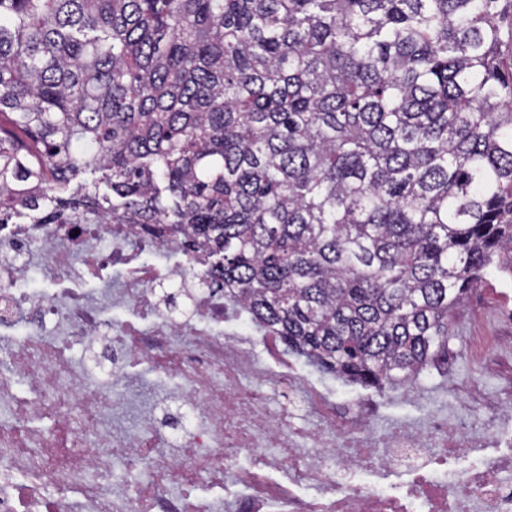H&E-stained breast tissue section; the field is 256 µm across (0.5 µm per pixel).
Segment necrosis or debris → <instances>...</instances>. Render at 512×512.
I'll list each match as a JSON object with an SVG mask.
<instances>
[{
  "instance_id": "1",
  "label": "necrosis or debris",
  "mask_w": 512,
  "mask_h": 512,
  "mask_svg": "<svg viewBox=\"0 0 512 512\" xmlns=\"http://www.w3.org/2000/svg\"><path fill=\"white\" fill-rule=\"evenodd\" d=\"M121 268L108 278V268ZM203 256L137 224H11L0 234V512H220L200 482L243 489L236 512H512V449L486 454L512 411L470 406L419 423L381 419L352 382L275 373L269 336L224 302ZM44 288L19 282L30 271ZM126 309L122 320L112 317ZM241 339L224 334L226 320ZM107 343L126 360L180 376L192 409L174 431H129L127 397L93 384L75 346ZM49 416L52 429L34 427ZM241 452L250 467L232 470ZM125 476L115 479V466ZM287 468L288 485L266 477ZM316 486L300 498L296 486Z\"/></svg>"
}]
</instances>
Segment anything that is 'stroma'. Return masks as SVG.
Returning <instances> with one entry per match:
<instances>
[{"instance_id": "obj_1", "label": "stroma", "mask_w": 512, "mask_h": 512, "mask_svg": "<svg viewBox=\"0 0 512 512\" xmlns=\"http://www.w3.org/2000/svg\"><path fill=\"white\" fill-rule=\"evenodd\" d=\"M122 370L140 381L142 397L154 412L153 424L160 437H168V417L187 408L181 379L158 373L147 361L124 363ZM434 373L430 380L417 378L415 389L447 387L452 403L462 399L468 384L482 379L493 390L512 385V279L492 275L470 293L453 317L448 357L439 361ZM363 393L393 419L411 422L428 408L426 402L404 396L399 388L367 387Z\"/></svg>"}]
</instances>
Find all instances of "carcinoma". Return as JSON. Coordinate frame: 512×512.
Instances as JSON below:
<instances>
[{
  "label": "carcinoma",
  "mask_w": 512,
  "mask_h": 512,
  "mask_svg": "<svg viewBox=\"0 0 512 512\" xmlns=\"http://www.w3.org/2000/svg\"><path fill=\"white\" fill-rule=\"evenodd\" d=\"M20 218L150 224L289 351L405 382L512 277V0H0Z\"/></svg>",
  "instance_id": "cac0c4a2"
}]
</instances>
